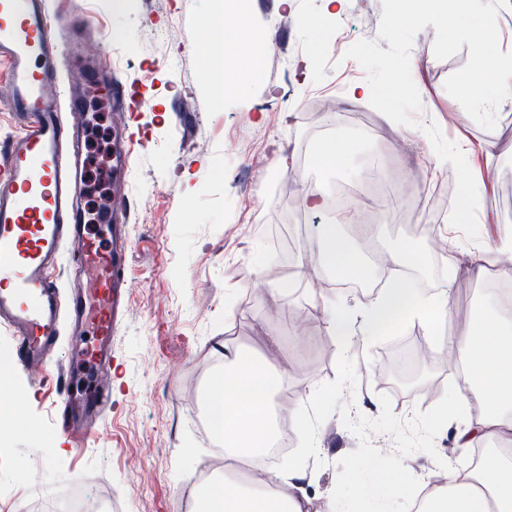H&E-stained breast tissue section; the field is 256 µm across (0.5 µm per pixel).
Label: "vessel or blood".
<instances>
[{"label":"vessel or blood","instance_id":"b4317fda","mask_svg":"<svg viewBox=\"0 0 512 512\" xmlns=\"http://www.w3.org/2000/svg\"><path fill=\"white\" fill-rule=\"evenodd\" d=\"M76 62L53 0H0V63L8 69L0 103L15 117V131L0 149V328L14 340L15 365L32 376L51 365L66 322L73 331L93 332L94 343L82 352L86 362L111 364L130 286L126 258L134 202L115 189L108 238L85 231L88 215L78 205L88 118L72 98ZM101 98L127 112L149 104L111 68L104 71ZM133 161V140L118 124L112 129V169L127 172ZM66 258L79 286L64 294L55 273ZM111 404L105 390L69 400L71 440L97 434L95 421Z\"/></svg>","mask_w":512,"mask_h":512}]
</instances>
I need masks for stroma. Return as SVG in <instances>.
Returning <instances> with one entry per match:
<instances>
[{
    "instance_id": "stroma-1",
    "label": "stroma",
    "mask_w": 512,
    "mask_h": 512,
    "mask_svg": "<svg viewBox=\"0 0 512 512\" xmlns=\"http://www.w3.org/2000/svg\"><path fill=\"white\" fill-rule=\"evenodd\" d=\"M64 14L78 13L94 29L93 41L107 59L150 100L134 112L131 125L144 141L126 178L136 202L127 258L131 288L124 321L112 340V407L103 431L80 456L65 451L57 402L63 382L25 388V428L0 436V512H17L27 499L61 494L74 484L93 491L111 485L114 512H185L188 493L201 463L211 462L214 441L202 414L201 390L219 365L223 342L244 348L277 337L270 355L288 377L279 406L298 409V400L337 375L338 344L328 343L320 320L295 332L292 318L311 305L309 283L323 278L314 242L317 225H335L357 253L364 278L376 272L367 249L419 256V292L436 296L452 288V312L440 328L458 336L472 326L477 310L493 308L495 296L467 272L475 245L493 248L512 238V96L500 104L497 123L486 130L463 112L444 83L465 65L468 49L436 59L434 27L420 31L411 51V75L422 110L417 118L436 122L448 140H461L471 170L488 172L477 213L479 238L470 241L448 222L455 172L441 165L423 132L382 123L368 98L348 89L365 84L366 73L345 56L364 29L380 25L381 0H343L325 11L323 0H249L247 30L281 40L283 59L265 63L259 75L242 74L223 84L209 76L197 53L200 44L223 40L212 23V0H64ZM349 143L353 173L344 181L366 185L374 162L387 159L407 176L377 236L361 243L352 233L356 197L343 210L314 213L303 206L313 190L332 189L342 179L314 164L315 152L330 141ZM486 171V170H485ZM425 187L424 205L411 195ZM253 195L255 215L243 214L242 196ZM276 231L288 249L282 270L310 261L302 278L277 305L257 285L269 266L262 229ZM416 320L368 336L349 347L357 384L352 414L380 413V395H389L401 421L429 410L456 366L441 355L419 357L429 344ZM318 453L305 455L304 437L291 429L288 452L275 467L302 457L306 491L315 500L331 494L338 463L359 445L339 416L318 429ZM437 456H406V468L427 483L436 457L465 468L471 449L455 448L449 429L435 440Z\"/></svg>"
}]
</instances>
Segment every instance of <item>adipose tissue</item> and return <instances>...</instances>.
<instances>
[{
  "label": "adipose tissue",
  "instance_id": "adipose-tissue-1",
  "mask_svg": "<svg viewBox=\"0 0 512 512\" xmlns=\"http://www.w3.org/2000/svg\"><path fill=\"white\" fill-rule=\"evenodd\" d=\"M317 255L324 270L339 278L359 276L362 265L332 224L318 225ZM452 289L440 295L418 294L411 279L396 276L364 313L361 333L351 329L353 314L342 297L315 296V307L330 335L353 343L372 335L397 315L434 325L448 316ZM473 332L450 337L462 366L454 407L461 420L453 444L471 448L486 443L479 472L439 471L422 499L419 512H512V457L495 452L512 443V298L474 322ZM221 366L203 392L202 406L226 460L251 459L271 447L280 433L275 400L288 385L286 374L258 350L221 346ZM300 473L266 470L263 477L242 480L231 471L212 475L192 495L188 512H338L335 498L315 504L300 484Z\"/></svg>",
  "mask_w": 512,
  "mask_h": 512
}]
</instances>
